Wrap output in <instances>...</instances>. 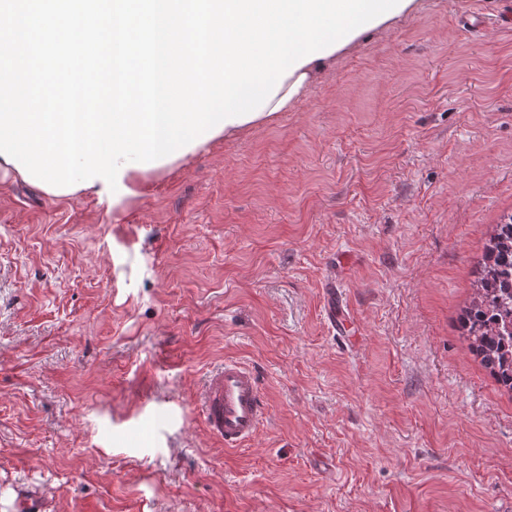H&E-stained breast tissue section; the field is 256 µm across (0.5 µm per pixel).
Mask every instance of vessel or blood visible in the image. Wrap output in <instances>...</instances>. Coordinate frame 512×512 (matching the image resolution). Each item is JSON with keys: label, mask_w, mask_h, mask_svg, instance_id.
I'll list each match as a JSON object with an SVG mask.
<instances>
[{"label": "vessel or blood", "mask_w": 512, "mask_h": 512, "mask_svg": "<svg viewBox=\"0 0 512 512\" xmlns=\"http://www.w3.org/2000/svg\"><path fill=\"white\" fill-rule=\"evenodd\" d=\"M323 300L332 328L348 335L350 323L341 310L335 280L326 282ZM202 412L209 434L225 448L236 449L249 443L268 414L255 370L231 360L211 373L202 392ZM12 512H47V501L43 494L17 486L13 489Z\"/></svg>", "instance_id": "obj_1"}]
</instances>
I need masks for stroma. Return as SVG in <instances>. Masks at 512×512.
<instances>
[{
    "mask_svg": "<svg viewBox=\"0 0 512 512\" xmlns=\"http://www.w3.org/2000/svg\"><path fill=\"white\" fill-rule=\"evenodd\" d=\"M511 7L422 0L114 207L0 176V512H512V393L459 327L512 213V28L468 19ZM227 359L268 406L238 450L194 401ZM323 290L324 310L327 319L333 329L342 336H350V322L341 312L342 302L336 296V280L331 278L325 284ZM12 499L13 512H46L48 510L43 494L25 486H15Z\"/></svg>",
    "mask_w": 512,
    "mask_h": 512,
    "instance_id": "obj_1",
    "label": "stroma"
}]
</instances>
